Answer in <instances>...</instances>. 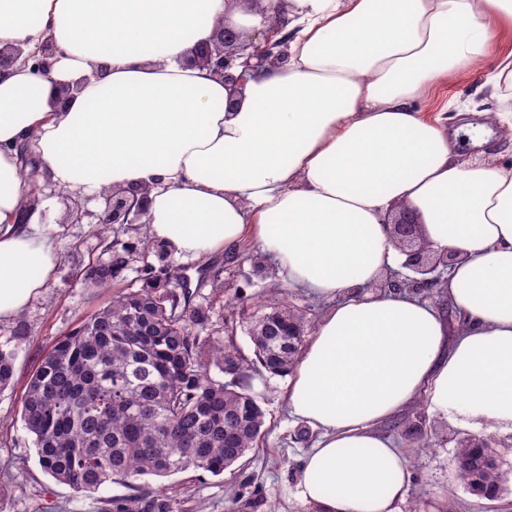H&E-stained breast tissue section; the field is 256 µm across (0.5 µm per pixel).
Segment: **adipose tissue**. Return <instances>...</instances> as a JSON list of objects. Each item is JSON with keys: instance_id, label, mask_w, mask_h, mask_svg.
Masks as SVG:
<instances>
[{"instance_id": "1", "label": "adipose tissue", "mask_w": 512, "mask_h": 512, "mask_svg": "<svg viewBox=\"0 0 512 512\" xmlns=\"http://www.w3.org/2000/svg\"><path fill=\"white\" fill-rule=\"evenodd\" d=\"M283 7L288 60L248 76L238 101L188 64L220 22L251 33ZM511 36L512 0H0V49H57L49 77L0 72V320L59 258L24 153L63 195L148 187V235L175 255L252 235L327 306L289 377L293 415L319 433L298 498L397 512L409 472L380 424L422 397L449 425L512 433V170L456 160L442 118L414 108ZM398 204L457 256L456 328L376 288L405 260L387 226Z\"/></svg>"}]
</instances>
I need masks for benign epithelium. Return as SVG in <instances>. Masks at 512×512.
Masks as SVG:
<instances>
[{"mask_svg": "<svg viewBox=\"0 0 512 512\" xmlns=\"http://www.w3.org/2000/svg\"><path fill=\"white\" fill-rule=\"evenodd\" d=\"M288 23V6L278 21L268 28L246 36L232 26H220L212 38L199 45L189 57V63L208 70L215 78L235 89H243L247 74L270 64L287 60L286 37L281 35ZM54 47L46 45L41 55L32 56L31 69L42 76L50 74ZM241 68L235 72V68ZM103 209L98 215L100 224H137L146 213L148 190L115 188L100 194ZM393 245L406 256L403 267L410 274L391 277L385 287L392 290L421 292L437 287L439 268L447 269L454 258L451 253H439L422 237L414 212L400 204L388 221Z\"/></svg>", "mask_w": 512, "mask_h": 512, "instance_id": "benign-epithelium-1", "label": "benign epithelium"}]
</instances>
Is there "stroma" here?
I'll return each mask as SVG.
<instances>
[{
	"label": "stroma",
	"mask_w": 512,
	"mask_h": 512,
	"mask_svg": "<svg viewBox=\"0 0 512 512\" xmlns=\"http://www.w3.org/2000/svg\"><path fill=\"white\" fill-rule=\"evenodd\" d=\"M511 51L512 41L491 46L475 63L470 77L437 87L418 105L427 117L447 111L448 139L458 160L484 154L512 167V129L498 127L482 142L474 141L469 133L470 126L483 122L485 112L496 111V99L479 85ZM44 201L46 227L60 243L55 275L43 295L22 313L0 321V348L15 354L13 381L0 389V512H109L112 502L157 488L176 503L179 512H316L314 506L297 498L296 485L301 460L319 433L290 416L287 377L267 373L250 378L251 390L266 411L263 442L221 475L190 468L169 477L147 476L130 487L112 483L95 493H79L41 470L34 437L21 419L26 385L60 336L105 306L114 289L124 288L136 277L134 271H127L112 289L76 280L77 267L100 255L104 244L96 225L68 223L64 198L48 194ZM148 261L172 265L184 275L190 283L191 303L209 305L214 324H233L234 332L226 336L225 343L248 357L253 345L242 315L265 312L271 302L284 300L303 316L304 332L309 335L325 309L324 303L277 278L270 260L248 237L205 260L152 253ZM216 279L223 282V292H214ZM406 413L422 415L423 431L431 445L413 447L397 421L382 427L404 452L410 474L400 512H438L448 499L454 501L457 512H512V433L488 423L450 426L431 414L422 399ZM470 435L490 439L499 451L504 491L496 500L470 494L454 476L455 448L459 439Z\"/></svg>",
	"instance_id": "35a3bbf8"
}]
</instances>
